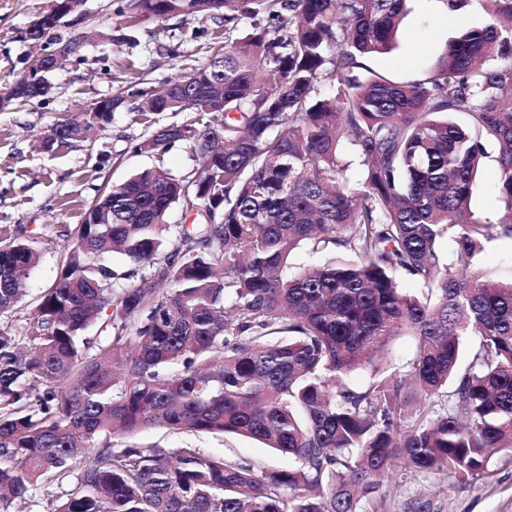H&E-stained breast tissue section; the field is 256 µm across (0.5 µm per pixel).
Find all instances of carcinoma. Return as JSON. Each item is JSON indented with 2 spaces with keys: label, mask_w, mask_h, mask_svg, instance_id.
Listing matches in <instances>:
<instances>
[{
  "label": "carcinoma",
  "mask_w": 512,
  "mask_h": 512,
  "mask_svg": "<svg viewBox=\"0 0 512 512\" xmlns=\"http://www.w3.org/2000/svg\"><path fill=\"white\" fill-rule=\"evenodd\" d=\"M408 2L123 0L127 20L224 15L209 61L144 108L224 117L136 144L161 156L188 141L198 175L160 162L105 188L91 204L105 223L59 231L71 248L25 331L0 326V512H32L42 487L51 512H369L390 471L466 482L512 451V281L470 270L493 229L512 238V0H442L487 20L449 37L424 78L395 81L367 61L394 49ZM69 56L36 57L39 95ZM492 148L507 200L494 224L470 209ZM176 204L195 224H166ZM302 245L352 258L291 271ZM40 261L36 240L0 233V316ZM403 332L416 351L387 375L377 358ZM157 427L245 436L298 466L112 446ZM406 509L438 512L421 496Z\"/></svg>",
  "instance_id": "1"
}]
</instances>
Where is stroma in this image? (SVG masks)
<instances>
[{
  "label": "stroma",
  "mask_w": 512,
  "mask_h": 512,
  "mask_svg": "<svg viewBox=\"0 0 512 512\" xmlns=\"http://www.w3.org/2000/svg\"><path fill=\"white\" fill-rule=\"evenodd\" d=\"M53 5L52 0H0V91L28 69L40 48L26 39L30 25ZM119 0H84L79 21L57 29L61 41L81 37L72 62L49 76L48 95L0 111V227L20 239H36L40 265L28 282L29 298L51 288L66 259L69 241L63 230H75L100 188L123 183L155 158L135 153L136 143L157 128L183 125L195 112H160L152 116L123 105L112 114L104 132L44 150L43 139L68 117L79 116L107 97H129L135 90L160 87L169 77L204 65L214 37L223 35L220 17L199 14L188 19L145 20L119 29ZM473 9L461 18L447 14L442 0H412L396 50L370 59L369 65L396 81L420 78L444 50L458 27L483 24ZM475 216L497 221L504 216L498 167L485 159L471 199ZM477 268L512 279V238L500 235L484 242L474 259ZM115 447L155 444L174 450L192 444L231 462L251 463L257 471L293 466L288 456L260 442L236 436L189 435L153 428L133 436H116ZM384 506L379 512H404L416 495L432 497L441 512H512V453L497 454L489 477L457 482L439 475L412 473L384 479Z\"/></svg>",
  "instance_id": "35a3bbf8"
}]
</instances>
